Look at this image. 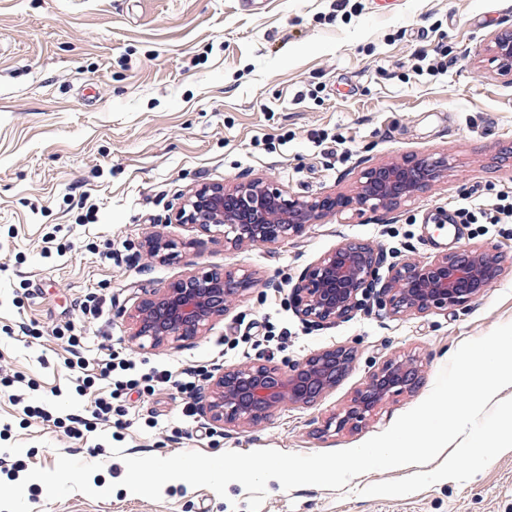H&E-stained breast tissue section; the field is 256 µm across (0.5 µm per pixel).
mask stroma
<instances>
[{
  "mask_svg": "<svg viewBox=\"0 0 512 512\" xmlns=\"http://www.w3.org/2000/svg\"><path fill=\"white\" fill-rule=\"evenodd\" d=\"M512 25V0H0V458L25 469L59 456L99 464L96 500L74 492L48 500L25 489L32 512H246L248 492L164 489L160 500L127 495L124 457L214 456L274 449L314 454L356 447L388 429L431 392L465 341L512 323V222L452 224L469 198L482 208L512 196V81L485 60V44ZM439 60L443 70L426 66ZM411 152L447 154L448 176L390 213H344L276 245L225 248L166 218L192 186L270 179L289 193H348L367 165ZM161 232L173 249L150 256ZM382 245L425 263L472 245L500 252V280L465 307L395 316L373 300L354 317L316 326L290 303L300 274L341 241ZM248 271L257 285L213 329L177 348L142 349L128 313L141 289L191 271ZM97 317L80 315L85 298ZM35 325L26 336L22 326ZM74 326L84 356L125 351L141 371L258 358L282 365L334 346L356 353L353 370L316 405L276 408L243 429L206 413L185 419L175 389L130 391L89 440L25 415L89 417L97 381L76 392L67 344ZM412 358L423 380L388 399L356 430H329L383 361ZM121 447L122 457L111 453ZM435 463L371 471L339 489L268 482L260 512H512V449L466 482L443 480L402 497L363 488Z\"/></svg>",
  "mask_w": 512,
  "mask_h": 512,
  "instance_id": "obj_1",
  "label": "stroma"
}]
</instances>
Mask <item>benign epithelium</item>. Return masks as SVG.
<instances>
[{"label":"benign epithelium","instance_id":"1","mask_svg":"<svg viewBox=\"0 0 512 512\" xmlns=\"http://www.w3.org/2000/svg\"><path fill=\"white\" fill-rule=\"evenodd\" d=\"M486 55L497 74L512 81V27L494 33ZM448 173V154L415 153L380 162L360 174L354 193L301 197L262 179L227 186L204 183L193 188L169 221L191 224L204 234L224 237V245H274L300 237L313 224L349 211L391 212ZM387 267L382 277L379 270ZM504 272L497 253L466 246L430 262L387 261L384 249L346 240L314 261L291 289L296 312L311 324L346 319L372 296L393 315H427L464 306L482 296ZM256 287L248 272H206L179 279L162 291L137 298L129 314L131 339L156 348L188 341L212 329L233 297ZM351 347H329L279 366L265 359L224 369L211 376L206 413L224 427L267 419L281 405L312 406L352 370ZM419 369L411 359H389L374 370L341 417L325 425L357 429L383 402L412 391Z\"/></svg>","mask_w":512,"mask_h":512}]
</instances>
